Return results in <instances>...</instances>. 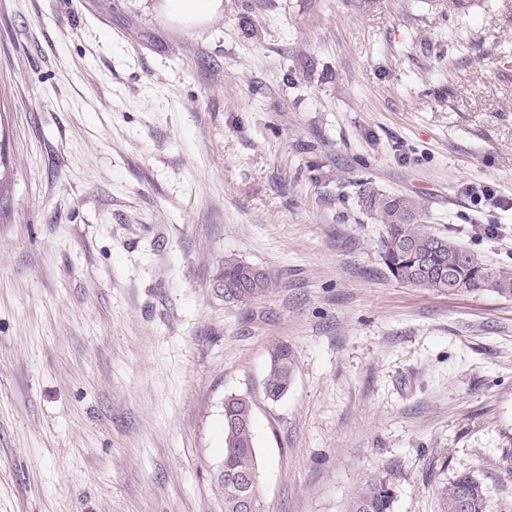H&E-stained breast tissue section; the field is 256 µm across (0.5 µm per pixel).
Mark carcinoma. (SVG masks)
Returning a JSON list of instances; mask_svg holds the SVG:
<instances>
[{
    "mask_svg": "<svg viewBox=\"0 0 512 512\" xmlns=\"http://www.w3.org/2000/svg\"><path fill=\"white\" fill-rule=\"evenodd\" d=\"M361 202L386 224L380 255L395 279L433 292L492 291L512 296V268L488 267L451 238L429 232L423 223H413L415 215L425 211L420 200L385 195L365 185ZM450 269L455 276L451 283ZM276 287L277 280L270 272H257L254 265L232 255L224 257L225 303L246 307ZM294 374L290 346L284 342L275 344L265 380L267 398L277 401L285 396ZM249 475H259L252 405L245 396H230L224 400V461L218 477L224 494V512H238V493L245 491L251 494L252 512H264L256 486H239L234 492L228 488L227 481ZM441 495L443 512H459L458 503L462 500L464 512H487L486 489L469 474L457 476L442 488ZM392 500L388 479H371L352 499L348 512H391Z\"/></svg>",
    "mask_w": 512,
    "mask_h": 512,
    "instance_id": "carcinoma-1",
    "label": "carcinoma"
}]
</instances>
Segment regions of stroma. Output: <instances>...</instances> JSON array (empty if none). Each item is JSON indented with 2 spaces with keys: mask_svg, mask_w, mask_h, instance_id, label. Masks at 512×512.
I'll use <instances>...</instances> for the list:
<instances>
[{
  "mask_svg": "<svg viewBox=\"0 0 512 512\" xmlns=\"http://www.w3.org/2000/svg\"><path fill=\"white\" fill-rule=\"evenodd\" d=\"M160 3L0 0V512H224L230 395L266 512H512V297L399 282L359 199L512 267V0ZM230 254L278 287L225 304ZM161 11L184 25L202 24L224 10L223 0H163ZM295 374L293 352L287 343L275 344L270 352V366L265 380L268 399L277 401L288 393ZM443 512H459L458 503L465 500L464 512H487L486 489L469 474L457 476L441 491ZM392 500L388 479H371L352 499L347 512H391Z\"/></svg>",
  "mask_w": 512,
  "mask_h": 512,
  "instance_id": "stroma-1",
  "label": "stroma"
}]
</instances>
